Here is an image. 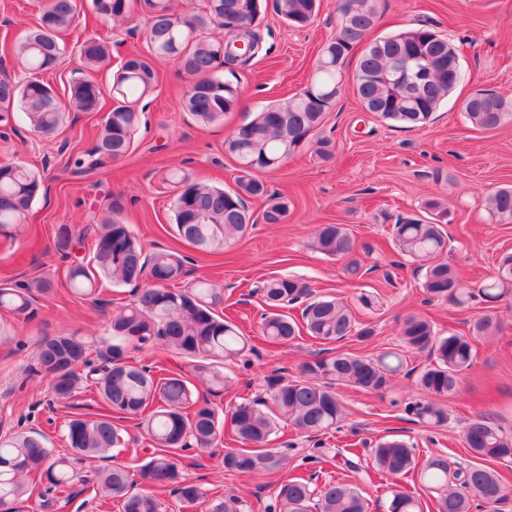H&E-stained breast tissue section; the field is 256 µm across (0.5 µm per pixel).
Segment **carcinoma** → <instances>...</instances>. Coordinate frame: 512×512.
<instances>
[{
    "mask_svg": "<svg viewBox=\"0 0 512 512\" xmlns=\"http://www.w3.org/2000/svg\"><path fill=\"white\" fill-rule=\"evenodd\" d=\"M81 4L78 0H46L36 26L23 32L11 45L16 63L34 75L23 84L5 76L0 79V123L8 126L20 117L35 132L54 133L70 112L101 111L105 90L93 79L83 78L69 88L68 103L61 106L56 91L37 77L53 69L66 50L61 34L73 26ZM263 0H202L198 13L185 17L175 10L174 0H89L96 19L124 23L134 12L149 17L148 54H130L113 77V106L98 126L89 160L74 161L75 174L89 175L103 161L126 158L141 124L140 101L156 86L154 61L178 62L189 79L183 110L203 127L224 123L226 114L239 104V86L225 79L224 70H245L262 49L258 26ZM320 8V0H274V9L293 26L308 24ZM341 23L336 35L321 48L308 85L284 101L263 106L249 122L236 127L224 140V152L237 163L236 188L199 182L175 169L168 174L173 187L171 201L180 238L206 253H218L234 244L257 223L248 200H265L260 221L284 224L293 204L286 195L268 194L261 174L280 168L305 146L323 163L336 158V144L320 135L328 114L345 88H350L366 112L384 121L421 127L460 83L463 73L459 52L448 39L423 24L370 43L380 0H342L337 5ZM212 29L220 39L202 35ZM236 41L250 46L251 53L239 59L228 47ZM365 45L355 70L346 67L354 51ZM83 67L96 71L111 64L109 43L96 37L73 46ZM421 53L435 69L423 73L414 84L391 76L395 56ZM465 122L481 131H494L512 121V99L504 94L476 91L462 104ZM43 186L40 172L16 162L0 164V233L11 234L25 227L30 210ZM483 205L496 224H512V187L488 193ZM124 200L112 195L92 227L61 224L55 231V248L68 259L65 282L79 297L100 294L104 281L112 284L140 283L129 303L112 312L110 341L100 353V362L89 358L87 341L74 334L45 337L37 354L36 372L49 381L60 400L91 391L98 395L100 411L92 416L75 414L64 424L70 454H57L45 436L36 431L0 436V512H24L23 504L44 486L40 507L57 505L58 494L77 479L76 464L93 469L92 488L100 500L121 502L122 512H166L168 494L185 509L200 512H251V504L236 494L212 495L184 473L180 451L209 448L229 421L233 440L241 448H227L220 465L229 474L273 475L288 466V456L268 447L282 425L308 434L326 435L341 430L344 407L335 386L349 385L365 391H386L403 368L397 352L369 358L350 352L319 356L299 367L300 375L286 380L267 378L269 401H241L222 416L209 400H200L199 388L212 395L224 391V362L251 350L249 339L231 320L224 318V289L200 279L183 289L176 283L186 276V259L176 252L145 251L132 225L124 222ZM448 206L437 199L424 204L417 217L393 225L396 249L423 270L421 288L427 300L446 299L457 305L473 300L497 303L512 296V256L503 257L493 275L476 287L463 282L447 260ZM95 233L89 258L72 253ZM312 247L326 257L350 258L347 272L359 275L361 265L353 258L356 240L343 224H320ZM50 280L0 284V311L34 315L38 299L52 295ZM266 305L260 332L270 342L288 345L307 333L326 342L351 336L367 341L376 335L371 323L357 322L353 312L332 296H316L310 282L288 274H275L262 284ZM304 304L302 321L288 315V307ZM500 321L492 312L476 318L474 336L498 331ZM402 347L426 352L431 363L417 375L416 385L424 400L409 403L407 412L433 426L447 421L446 410L434 402L456 395L464 374L473 365L469 337L442 335L434 322L414 314L403 320ZM161 348L193 361L189 374L165 372L128 361L131 349ZM121 414L140 420L149 439L139 475L148 485L134 490L131 469L119 463L98 462L116 457L124 447V429L114 423ZM463 440L478 464L451 466L443 456L428 460L420 480L440 491L435 512H478L512 497V485L485 463L512 458V438L483 417L469 421ZM373 463L382 474L404 476L416 469L412 448L399 439H388L372 450ZM267 512H368L369 505L358 486L341 481L321 485L303 477L282 478L276 483L274 502ZM387 512H424L419 498L400 489L391 491Z\"/></svg>",
    "mask_w": 512,
    "mask_h": 512,
    "instance_id": "1",
    "label": "carcinoma"
}]
</instances>
